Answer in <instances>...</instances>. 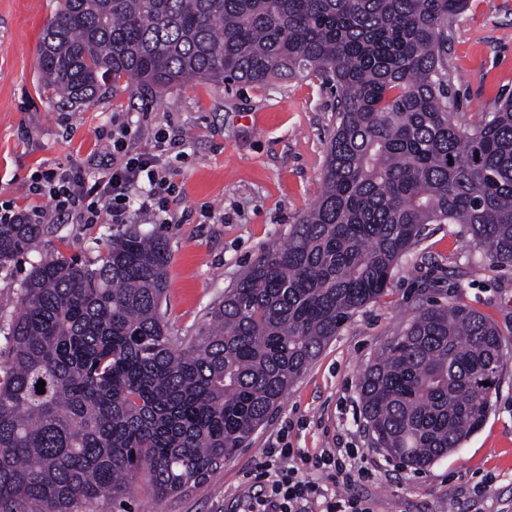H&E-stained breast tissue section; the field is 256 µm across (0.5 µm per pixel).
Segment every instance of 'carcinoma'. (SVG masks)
Segmentation results:
<instances>
[{
  "instance_id": "obj_1",
  "label": "carcinoma",
  "mask_w": 512,
  "mask_h": 512,
  "mask_svg": "<svg viewBox=\"0 0 512 512\" xmlns=\"http://www.w3.org/2000/svg\"><path fill=\"white\" fill-rule=\"evenodd\" d=\"M467 0H59L39 69L63 105L107 83L166 91L306 74L336 89L316 204L190 338L160 310L166 241L135 227L94 261L50 255L20 284L0 362V512H132L137 476L174 498L249 445L357 310L386 295L427 224H461L512 265V97L454 120L448 29ZM43 224H0V268ZM500 338L420 305L361 373L374 443L422 470L485 422ZM45 382V393L36 389Z\"/></svg>"
}]
</instances>
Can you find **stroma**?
Returning <instances> with one entry per match:
<instances>
[{"label": "stroma", "mask_w": 512, "mask_h": 512, "mask_svg": "<svg viewBox=\"0 0 512 512\" xmlns=\"http://www.w3.org/2000/svg\"><path fill=\"white\" fill-rule=\"evenodd\" d=\"M57 0H0V203L34 204L28 187L40 168H93L113 121L139 127L142 147L156 130L179 135L172 223L156 224L131 203L123 223L75 224L54 218L36 247L0 270V325L19 307V285L50 254L96 259L124 228L163 237L170 253L161 310L170 331L193 336L225 291L269 246L283 242L322 189L336 98L323 80L301 77L259 86L210 82L161 94L119 86L70 107L42 86L38 44ZM448 74L457 122L474 124L512 95V0H468L448 39ZM459 303L490 319L503 368L482 427L423 470L401 467L376 448L361 417L358 377L413 317L419 298ZM315 456L354 448L369 480L332 486L369 499L374 512H512V267L498 266L459 224L427 225L395 266L389 289L360 308L288 389L270 420L239 451L182 496L153 495L137 479L135 512H244L259 486L268 448ZM488 481L469 497L465 488Z\"/></svg>", "instance_id": "stroma-1"}]
</instances>
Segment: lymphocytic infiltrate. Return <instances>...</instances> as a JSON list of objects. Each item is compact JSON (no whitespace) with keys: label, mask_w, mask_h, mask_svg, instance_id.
<instances>
[{"label":"lymphocytic infiltrate","mask_w":512,"mask_h":512,"mask_svg":"<svg viewBox=\"0 0 512 512\" xmlns=\"http://www.w3.org/2000/svg\"><path fill=\"white\" fill-rule=\"evenodd\" d=\"M172 147L168 133L160 129L154 135L152 151H141L131 128L118 125L106 146V158L94 173L80 167L39 169L33 173L30 192L49 199L51 210L38 205L21 209L12 203L1 204L0 224H43L52 215H65L79 224H115L122 219L130 191L142 184L147 191L139 203L140 210L163 221L168 197L174 190L170 179ZM268 454L275 463L262 465L266 484L249 512H301L302 502L317 500L324 505L322 512H370L362 500L329 495L304 475L308 469L326 471L335 483L346 485L368 477V470H352L331 452L302 459L299 467L294 464L295 459H300L297 449L272 448Z\"/></svg>","instance_id":"f902f5d3"}]
</instances>
